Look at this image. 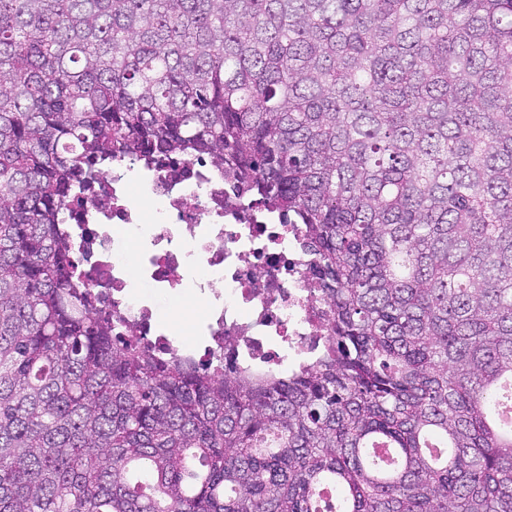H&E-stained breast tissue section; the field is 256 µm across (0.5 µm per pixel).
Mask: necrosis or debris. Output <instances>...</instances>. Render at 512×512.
<instances>
[{
	"mask_svg": "<svg viewBox=\"0 0 512 512\" xmlns=\"http://www.w3.org/2000/svg\"><path fill=\"white\" fill-rule=\"evenodd\" d=\"M72 251L113 335L199 366L233 348L256 376L310 363L329 336L330 300L304 228L243 198L231 170L205 158L124 157L76 193ZM194 309L160 322L147 289Z\"/></svg>",
	"mask_w": 512,
	"mask_h": 512,
	"instance_id": "necrosis-or-debris-1",
	"label": "necrosis or debris"
}]
</instances>
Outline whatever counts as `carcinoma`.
I'll return each mask as SVG.
<instances>
[{
	"instance_id": "obj_1",
	"label": "carcinoma",
	"mask_w": 512,
	"mask_h": 512,
	"mask_svg": "<svg viewBox=\"0 0 512 512\" xmlns=\"http://www.w3.org/2000/svg\"><path fill=\"white\" fill-rule=\"evenodd\" d=\"M170 154L304 225L315 365L93 314L61 214ZM506 379L512 0H0V512H512Z\"/></svg>"
}]
</instances>
